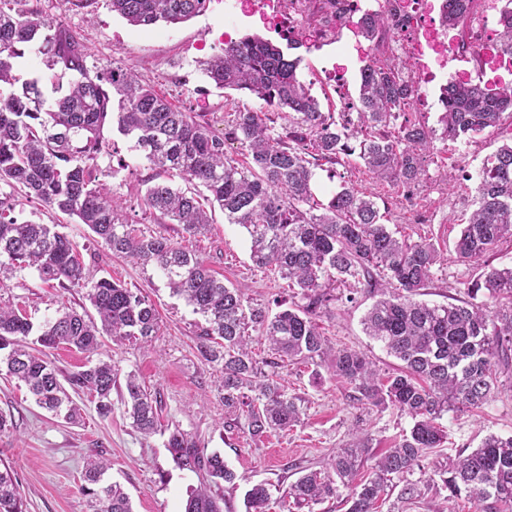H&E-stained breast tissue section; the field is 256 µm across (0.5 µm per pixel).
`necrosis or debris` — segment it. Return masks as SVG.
<instances>
[{
  "label": "necrosis or debris",
  "instance_id": "4bbe7bcc",
  "mask_svg": "<svg viewBox=\"0 0 512 512\" xmlns=\"http://www.w3.org/2000/svg\"><path fill=\"white\" fill-rule=\"evenodd\" d=\"M446 0H224V42L238 40L242 21L274 32L296 50L331 49L332 75L346 72L344 54L373 57L371 47L348 45L345 36L355 18L379 12L390 21L385 57L421 88L444 96L447 88L473 80L494 90L512 83V51L494 30L507 0H472L465 31L447 26Z\"/></svg>",
  "mask_w": 512,
  "mask_h": 512
}]
</instances>
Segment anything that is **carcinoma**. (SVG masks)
<instances>
[{
    "label": "carcinoma",
    "mask_w": 512,
    "mask_h": 512,
    "mask_svg": "<svg viewBox=\"0 0 512 512\" xmlns=\"http://www.w3.org/2000/svg\"><path fill=\"white\" fill-rule=\"evenodd\" d=\"M209 0H108L110 10L135 27L160 22L177 25L204 13ZM468 0H448L444 21L464 24ZM387 19L373 15L364 33L384 41ZM28 47L46 68L75 77L67 94L48 101L40 80L14 90V59ZM91 51L82 39L29 0H0V183L65 215L77 218L98 242L134 263L156 266L171 293L200 315L196 324L199 357L221 367L218 387L224 408L245 413L248 434L287 430L300 422V399L278 381L288 361L320 365L329 361L332 375L358 402L380 410L394 408L413 421L410 432L375 461L364 475L367 445L359 441L340 448L325 469H309L288 488V512L350 490L348 512H379V502L403 483L401 501L418 496L409 479L421 460L447 442L437 420L463 414L489 401L497 367L511 366L512 266L492 268L468 284L459 303L429 304L417 300L432 282L443 257L431 240L400 239L388 228L377 196L344 184L325 203L315 200L314 167L355 158L373 178L402 189L411 199L425 170L423 153L436 136L470 139L512 113V86L487 92L480 84L459 85L448 92L439 116L441 133L400 113L415 103L420 89L401 71L377 59L360 77L356 113L320 110L310 87L300 80L302 59L278 44L246 34L203 62V71L219 88L232 89L263 103L233 114L229 129L217 134L191 112L172 107L135 72L122 67L89 69ZM281 113L285 133L269 125L267 111ZM112 125L130 138L132 148L160 173L196 181L208 192L197 193L156 182L146 187V208L182 233L207 231L210 217L201 200L218 205L224 220L244 228L250 259L295 290L300 303L274 314L245 304L240 289L228 287L192 250L164 234H145L128 222L110 189L97 179L92 161L106 146L104 129ZM238 141L247 162L228 156L225 139ZM474 206L454 245L456 259L469 265L483 261L500 243L512 239V144L487 156L476 173ZM11 196L0 197V269H36L46 283L81 288L98 319L74 310L48 318L35 343L28 346L33 324L11 307L0 306V366L23 382L36 403L68 421L78 407L68 393H88L98 414H112V389L118 373L100 360L65 376L43 350L66 345L93 354L105 336L115 342L149 341L158 329L153 304L105 277L86 279L78 245L47 224L20 222L12 215ZM366 283L380 293L363 319L368 336L402 362L382 376L364 354L349 348L332 350L316 316L333 300L336 283ZM494 302V308L487 301ZM261 331L276 355L260 361L247 348L249 329ZM124 404L133 426L142 433L158 430V402L133 374L126 376ZM167 448L176 464L225 483L234 472L218 453H207L193 437L172 432ZM108 464L87 463L84 492L90 512H132L120 486L105 480ZM449 501L465 495L479 512H512V436L490 435L481 445L434 471ZM270 489L260 483L245 493V512H267ZM0 512H24L10 471L0 470ZM184 512H222L217 499L201 488L189 496Z\"/></svg>",
    "instance_id": "obj_1"
}]
</instances>
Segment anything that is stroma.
Instances as JSON below:
<instances>
[{"mask_svg": "<svg viewBox=\"0 0 512 512\" xmlns=\"http://www.w3.org/2000/svg\"><path fill=\"white\" fill-rule=\"evenodd\" d=\"M37 4L89 45V68L113 64L136 70L172 105L203 115L215 132L226 131L238 108L257 105L252 98L215 87L202 71V62L224 43V6L219 0H212L205 13L187 22L161 24L148 31L112 13L106 0H94L85 9L68 8L62 0H37ZM315 63L314 55H305L299 75L311 84L323 112H340L356 102L358 69H351L343 81L330 83L319 77ZM105 137L107 147L95 161L97 173L111 188L129 223L148 234L175 235L176 225L158 223L140 199L146 182H158L157 170L131 151L129 141L117 131H106ZM511 141L512 117L508 115L499 126L485 129L469 143L436 141L434 150L424 156L426 175L410 203L396 188L373 179L350 159L317 170L314 193L323 201L348 184L380 195L389 207L391 229L413 241L430 238L440 249L443 261L435 267L424 299L445 304L463 298L468 283L481 274L479 268L456 261L454 253L460 219L472 209L474 184L469 177L486 156ZM0 192L12 193L18 221L55 224L73 238L83 249L90 277H107L140 289L159 314V330L150 343H120L107 337L96 355L112 361L120 376L135 374L147 392L157 397L162 428L154 434L145 435L133 427L121 391H113L112 414L107 418L98 415L89 394L76 395L80 416L71 424L40 408L24 384L0 375V414L13 421L10 432L0 433V469L14 472L26 512H89L83 476L87 461L98 458L109 465L108 481L119 483L129 495L132 512H184L190 493L206 483L207 477L174 463L167 440L175 429L192 436L208 452L220 453L236 473L235 483L212 488L224 512H245L244 493L257 483L272 489L267 512H287L283 498L299 468H322L337 449L361 439L366 440L368 455L374 460L409 432L412 421L408 416L391 408L380 412L363 405L338 380L327 374L316 377L314 365L298 362L285 364L279 375L288 393L301 400L300 423L287 431L251 438L243 416L224 408L217 390L219 367L206 364L198 355L199 315L171 295L157 268L113 255L93 240L85 225L23 191L13 192L4 185ZM212 218L210 231L192 239L191 245L225 284L240 288L254 306H267L278 296L292 302L285 281L254 267L246 231L225 223L221 210H214ZM334 294L317 319L331 346L362 352L380 373L396 372L400 361L363 330L361 320L373 297L363 291L350 293L343 286L335 288ZM1 304L22 310L39 327L58 309L79 310L87 301L83 290L50 287L35 269L27 268L0 273ZM441 424L448 441L416 469V477L424 484L423 495L407 512H436L442 507L446 491L431 481L439 463L478 448L487 435H512V368L500 370L498 390L488 404L471 414L445 415Z\"/></svg>", "mask_w": 512, "mask_h": 512, "instance_id": "1", "label": "stroma"}]
</instances>
